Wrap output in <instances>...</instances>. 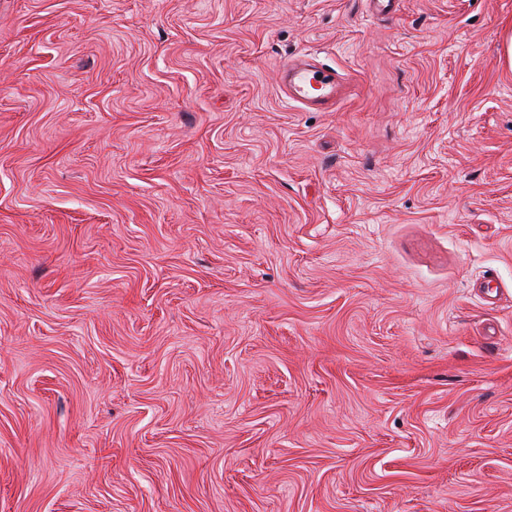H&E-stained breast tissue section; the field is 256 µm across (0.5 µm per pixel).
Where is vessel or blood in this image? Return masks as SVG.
Instances as JSON below:
<instances>
[{"label": "vessel or blood", "mask_w": 512, "mask_h": 512, "mask_svg": "<svg viewBox=\"0 0 512 512\" xmlns=\"http://www.w3.org/2000/svg\"><path fill=\"white\" fill-rule=\"evenodd\" d=\"M284 94L307 108L328 110L336 104L338 76L335 69L316 59L300 56L287 59L280 71Z\"/></svg>", "instance_id": "b4317fda"}]
</instances>
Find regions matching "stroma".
I'll return each instance as SVG.
<instances>
[{"instance_id":"obj_1","label":"stroma","mask_w":512,"mask_h":512,"mask_svg":"<svg viewBox=\"0 0 512 512\" xmlns=\"http://www.w3.org/2000/svg\"><path fill=\"white\" fill-rule=\"evenodd\" d=\"M509 34L0 0V512H512ZM280 79L285 96L299 105L329 110L336 104V70L314 58L290 57L281 67Z\"/></svg>"}]
</instances>
